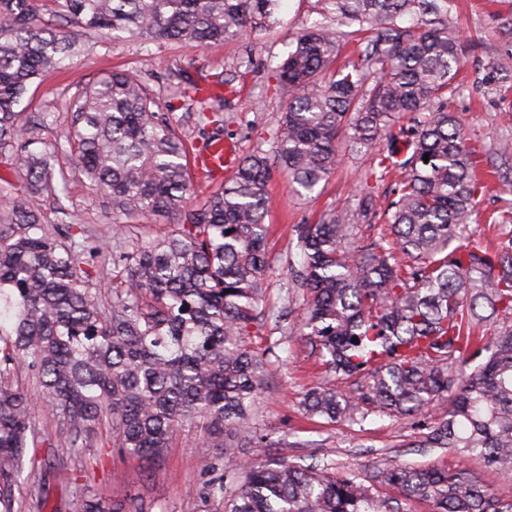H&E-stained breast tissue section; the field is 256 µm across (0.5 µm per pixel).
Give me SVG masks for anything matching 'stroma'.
Segmentation results:
<instances>
[{"label":"stroma","instance_id":"35a3bbf8","mask_svg":"<svg viewBox=\"0 0 512 512\" xmlns=\"http://www.w3.org/2000/svg\"><path fill=\"white\" fill-rule=\"evenodd\" d=\"M458 10L464 37L475 41L476 46L463 57L456 78L455 108L481 145L512 141V76L501 80L500 92L488 94L483 85L476 83L474 74L488 58L512 51V36L500 32L502 17L512 14V0H458ZM318 19L316 0H282L278 22L272 28L230 38L220 47L192 51L172 41L146 47L134 40L86 35L89 48L77 60L74 72L51 73L32 87L30 113L49 112L55 117L54 123L34 129L33 135L46 143L60 136L67 123L73 81H93L110 70L135 72L160 100L166 101L179 93L170 72L181 68L195 76L221 74L233 85L243 86L241 97L224 110L229 118L224 136L234 142L241 156L257 148L271 150L270 130L288 94L274 88L270 72L287 56L296 34ZM374 162L370 155L344 156L321 190L306 201L297 199L281 176H274L271 182L266 218L270 226V268L262 288L266 307L280 311L281 317L266 319L251 339L254 348L267 353L257 401V426L275 440L290 436L294 446L288 457L302 464L319 461L336 473L360 476L375 465H459L494 498L510 499L512 479H504L482 459L461 460L447 448L414 447V440L421 438L422 432L407 420L372 413L358 424L329 423L318 417L307 418L302 410L305 393L316 384L336 388L346 397L356 396L359 386L353 379L324 376L315 359L308 357L304 341L293 331L302 312V292L293 286L301 263L294 227L315 222L328 208L355 205L366 187L365 174ZM34 202L50 224L55 223V208L61 202L81 217L91 232L89 266L101 271L92 285L111 287L112 237L117 217L110 200L77 176L71 178L65 200H57L48 191L37 195ZM205 453L194 431L189 430L157 458L130 455L115 448L89 449L87 473L108 502L138 498L150 506L151 512H198Z\"/></svg>","mask_w":512,"mask_h":512}]
</instances>
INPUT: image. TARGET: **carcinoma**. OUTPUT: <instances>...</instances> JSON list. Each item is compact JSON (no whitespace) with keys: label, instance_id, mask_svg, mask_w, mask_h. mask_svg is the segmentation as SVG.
Listing matches in <instances>:
<instances>
[{"label":"carcinoma","instance_id":"1","mask_svg":"<svg viewBox=\"0 0 512 512\" xmlns=\"http://www.w3.org/2000/svg\"><path fill=\"white\" fill-rule=\"evenodd\" d=\"M33 2L0 0V512H21L20 473L43 448L71 459L98 445L159 456L191 427L201 447L216 449L202 460L201 512H399L400 498L432 512H512V500L490 497L456 467L387 465L361 480L284 453L224 467L237 439L271 445L255 427L266 360L246 343L264 316L270 182L279 170L314 191L346 141L380 157L375 180L392 171L399 179L387 203L368 191L296 226L303 312L295 332L329 375L362 383L350 398L314 388L305 411L329 421L376 412L414 421L437 408L423 447L512 475V230L491 218L495 247L466 232L485 184L452 108L464 54L456 0H316L324 21L274 71L288 102L273 155L240 158L196 207L178 103H161L136 74L76 82L69 132L52 148H31L37 140L25 138L31 116L20 104L84 53V32L219 46L272 23L281 0ZM348 45L351 59L337 64ZM225 90L237 93L220 74L182 79L178 99L209 128L204 149L224 135ZM62 149L74 164L67 173ZM487 154L512 191V143ZM77 174L118 213L170 219L152 240L126 241L107 295L88 286L84 226L74 218L61 233L33 203ZM377 220L392 240L356 239L357 225ZM40 400L49 428L36 418ZM64 506L146 512L139 499L109 504L77 475L52 512Z\"/></svg>","mask_w":512,"mask_h":512}]
</instances>
